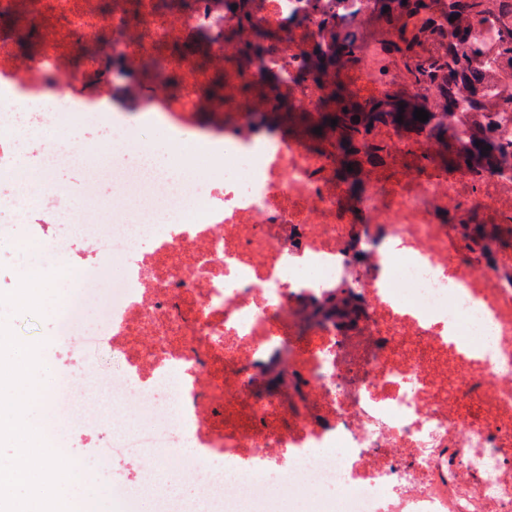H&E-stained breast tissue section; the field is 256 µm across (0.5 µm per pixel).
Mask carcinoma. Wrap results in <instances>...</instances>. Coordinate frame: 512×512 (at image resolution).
I'll list each match as a JSON object with an SVG mask.
<instances>
[{
	"instance_id": "cac0c4a2",
	"label": "carcinoma",
	"mask_w": 512,
	"mask_h": 512,
	"mask_svg": "<svg viewBox=\"0 0 512 512\" xmlns=\"http://www.w3.org/2000/svg\"><path fill=\"white\" fill-rule=\"evenodd\" d=\"M371 2L372 13L390 34L384 43L387 58L398 62L412 87L429 91L432 99H415L399 89L378 96L349 93L341 82L342 69L357 63L360 35L338 32L328 21L322 40L307 53V71L333 93L332 102L299 112L282 96L273 111L288 113V126L297 128L312 146L334 147L336 175L353 193L359 187L363 155L378 150L370 134L384 123L405 136H423L437 145L430 162L440 171L482 177L511 169L512 142L500 138L498 130L512 115V0ZM0 24L12 32L16 46H30L32 29L19 27L10 15L0 14ZM277 38L276 30H258L254 42L235 48L236 65L251 68ZM204 93L212 100L224 98L223 73L212 74ZM419 108L429 113L428 121L415 119ZM317 127L319 134L314 132ZM487 146L490 150L482 151ZM461 227L465 246L489 258L496 257L491 249L494 240L512 249V224L486 222L474 211ZM307 314L310 319H335L343 327L356 317L351 300L338 302L334 295L312 304Z\"/></svg>"
}]
</instances>
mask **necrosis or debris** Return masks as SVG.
Returning a JSON list of instances; mask_svg holds the SVG:
<instances>
[{
	"label": "necrosis or debris",
	"mask_w": 512,
	"mask_h": 512,
	"mask_svg": "<svg viewBox=\"0 0 512 512\" xmlns=\"http://www.w3.org/2000/svg\"><path fill=\"white\" fill-rule=\"evenodd\" d=\"M307 2L257 0L242 23L216 0L185 14L161 12L158 0L130 13L113 0L107 17L96 0H30L25 24L48 30L40 52L21 61L0 50V126L34 123L26 161L0 136V240L55 213L38 223L44 277L71 279L55 333L112 356L55 392L45 425L52 434L98 425L113 512H128L144 488L156 512H245L276 496L303 512H512V252L487 263L450 230L484 208L512 223V173L437 172L429 141L384 126L375 139L388 155L353 200L330 151L253 125L278 94L306 110L323 95L305 68L322 30ZM267 24L286 33L254 68L225 67V151L198 165L190 134L202 87L184 81L190 61L168 47L219 26L244 45ZM108 27L126 70L160 53L181 76L143 100L175 148L166 162L142 126L100 137L89 113L61 104L89 85L108 96L104 56L73 73L60 51ZM357 68L359 93L406 82L372 47ZM261 80L271 93L240 95ZM63 113L94 141L83 155L56 133ZM75 166L74 199L56 176ZM56 254L72 257V271ZM339 287L361 303L364 338L304 316L308 301ZM270 373L287 395L255 390ZM88 380L133 427L112 433L80 396Z\"/></svg>",
	"instance_id": "1"
}]
</instances>
